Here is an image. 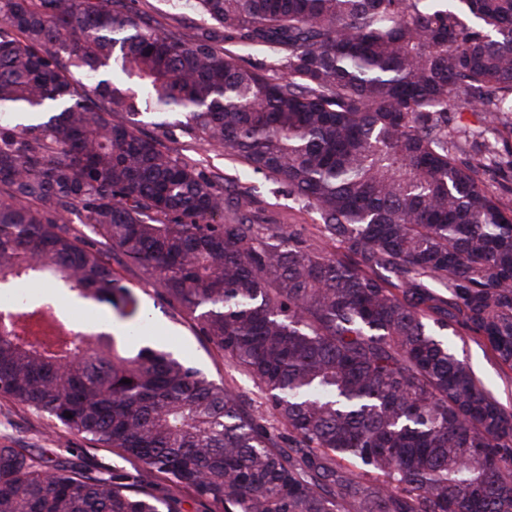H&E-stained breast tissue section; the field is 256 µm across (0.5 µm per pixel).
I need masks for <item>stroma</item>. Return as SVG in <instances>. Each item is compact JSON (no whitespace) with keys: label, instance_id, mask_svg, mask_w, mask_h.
Wrapping results in <instances>:
<instances>
[{"label":"stroma","instance_id":"35a3bbf8","mask_svg":"<svg viewBox=\"0 0 512 512\" xmlns=\"http://www.w3.org/2000/svg\"><path fill=\"white\" fill-rule=\"evenodd\" d=\"M135 7L151 15L163 29L179 26L191 34L201 24L188 0H136ZM171 146L180 156L191 158L205 171L218 172L255 186L254 195L244 198L243 206L251 211H265L272 218L275 230L300 234L312 247L327 248L328 243L319 232L315 214L300 210L272 181L225 157L223 151L187 136L181 127H173ZM116 271L138 295L142 309L149 316V328L155 342L190 361L210 379L224 382L225 386L241 395L247 407L260 415H267L261 393L251 378L197 336L193 321L161 309L152 279L132 266L120 265ZM449 343L456 356L468 363L485 390L505 408L512 410V369L502 366L483 341L466 331L450 337ZM1 442L25 449L51 465L60 463L94 473L124 464L123 459L109 450L89 447L81 436L50 427L46 418L0 396Z\"/></svg>","mask_w":512,"mask_h":512}]
</instances>
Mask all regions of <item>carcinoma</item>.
<instances>
[{
    "label": "carcinoma",
    "instance_id": "1",
    "mask_svg": "<svg viewBox=\"0 0 512 512\" xmlns=\"http://www.w3.org/2000/svg\"><path fill=\"white\" fill-rule=\"evenodd\" d=\"M191 6L188 37L127 0H0V285L48 277L126 321L57 336L24 299L0 318V395L137 461L90 475L1 444L0 512H183L182 492L209 512H512V411L434 333L512 369V206L483 181L512 137V0ZM450 103L485 130L448 128ZM173 113L339 252L228 212L226 178L167 144ZM110 253L284 431L142 335Z\"/></svg>",
    "mask_w": 512,
    "mask_h": 512
}]
</instances>
